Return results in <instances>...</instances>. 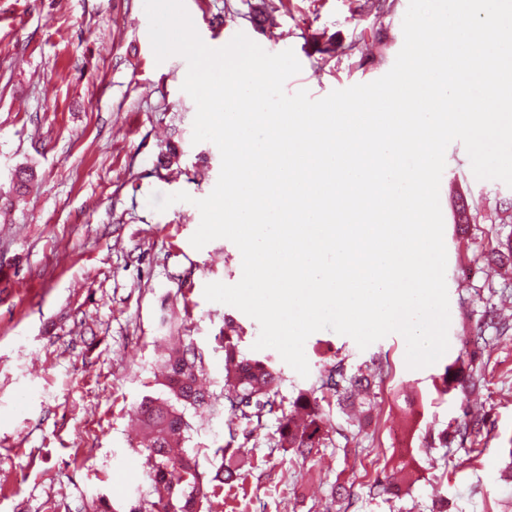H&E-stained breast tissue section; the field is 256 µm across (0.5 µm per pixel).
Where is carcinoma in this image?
<instances>
[{
  "label": "carcinoma",
  "mask_w": 512,
  "mask_h": 512,
  "mask_svg": "<svg viewBox=\"0 0 512 512\" xmlns=\"http://www.w3.org/2000/svg\"><path fill=\"white\" fill-rule=\"evenodd\" d=\"M393 3L389 0H356L355 12L361 18L379 19L387 14ZM275 0H263L252 16L254 26L266 30L278 12ZM494 259L503 266L512 265V233L496 238L492 247ZM483 325L497 336L512 334V320L501 316L498 305L489 303L483 313ZM485 347L474 343L468 362L446 367L443 389L453 390L463 398L479 392L483 382L472 374L471 366ZM224 370L230 413L257 431L265 425V418L273 415L278 421L271 437L273 447L297 456H306L312 449L325 446L332 426L326 408L336 405L346 411L361 404L360 397L382 380L383 368L377 365L349 374L342 362L331 366L321 379V385L301 391L292 401V410L283 407L279 399V370L268 358H249L238 349L230 336L224 337ZM201 353L191 343H180L170 349L164 359L163 386L165 394L146 396L137 408L141 432L140 453L150 480V497L138 500L129 512H200L203 500L208 498L203 473L198 463L187 454L176 452L184 447L190 424L189 411L199 412L209 406L210 394L202 387ZM484 416L472 413L463 404V417L454 427L443 429L437 436L438 445L446 448L456 440L465 441L479 432ZM245 461L235 451L225 450L224 461L216 468L211 481L230 484L240 475Z\"/></svg>",
  "instance_id": "1"
}]
</instances>
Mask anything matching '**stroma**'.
I'll return each instance as SVG.
<instances>
[{
    "instance_id": "stroma-1",
    "label": "stroma",
    "mask_w": 512,
    "mask_h": 512,
    "mask_svg": "<svg viewBox=\"0 0 512 512\" xmlns=\"http://www.w3.org/2000/svg\"><path fill=\"white\" fill-rule=\"evenodd\" d=\"M258 2L185 0V7L209 47L242 32L267 52L293 49L302 70L286 81L289 94L304 89L321 99L374 81L403 45L409 0H396L372 45L332 57L319 44L349 43L362 27L352 0H283L270 33L250 21ZM148 28L144 0H0V197L10 196L12 169L37 173L20 201L0 206V512H50V503L51 512H75L99 495L114 512H129L149 492L134 409L163 391L165 334L201 353L211 395L210 407L190 418L187 453L207 477L228 445L251 463L203 512H430L437 500L448 512H512V482L501 476L512 458V336L491 338L474 367L484 379L480 435L445 450L430 445L461 414L460 396L438 395L434 385L449 363L466 358L482 321L486 283L496 277L487 253L512 233L488 205L512 188L476 179L463 144L448 146L439 191L447 352L411 369L400 335L362 350L330 330L312 334L308 376L276 363L283 401L318 387L339 362L351 373L375 363L388 373L357 424L331 411L328 447L304 460L283 453L270 443L275 417L253 434L225 406L220 334L226 323L239 327L240 349L252 357L260 327L204 297L206 284L242 276L231 241L190 243L200 224L194 202L213 190L221 156L212 142L193 143L196 106L181 89L187 62L156 61ZM171 143L180 158L166 168L158 157ZM453 190L486 205L465 234L453 224ZM180 191L189 201L162 212L149 204L152 194ZM404 467L417 478L408 495L374 490ZM337 485L350 496L335 495Z\"/></svg>"
}]
</instances>
